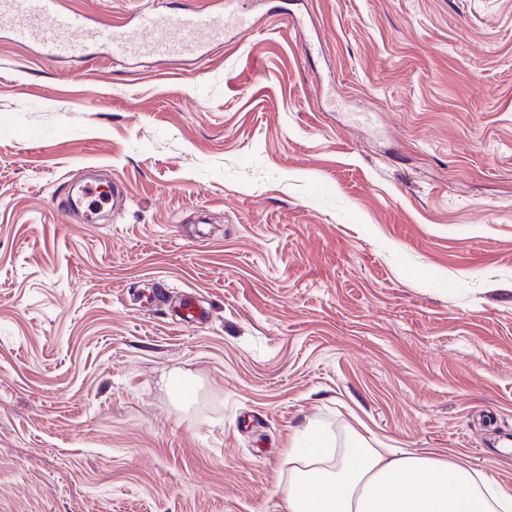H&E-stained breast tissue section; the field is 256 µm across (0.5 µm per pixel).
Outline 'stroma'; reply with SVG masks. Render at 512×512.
Listing matches in <instances>:
<instances>
[{"mask_svg":"<svg viewBox=\"0 0 512 512\" xmlns=\"http://www.w3.org/2000/svg\"><path fill=\"white\" fill-rule=\"evenodd\" d=\"M293 11L119 64L0 34V512H283L318 432L512 489V0Z\"/></svg>","mask_w":512,"mask_h":512,"instance_id":"35a3bbf8","label":"stroma"}]
</instances>
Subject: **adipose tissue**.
Returning a JSON list of instances; mask_svg holds the SVG:
<instances>
[{"label": "adipose tissue", "instance_id": "ef3b65f1", "mask_svg": "<svg viewBox=\"0 0 512 512\" xmlns=\"http://www.w3.org/2000/svg\"><path fill=\"white\" fill-rule=\"evenodd\" d=\"M327 445L289 449L284 512H512V491L466 465L359 444L336 460Z\"/></svg>", "mask_w": 512, "mask_h": 512}]
</instances>
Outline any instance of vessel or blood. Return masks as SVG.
<instances>
[{
  "mask_svg": "<svg viewBox=\"0 0 512 512\" xmlns=\"http://www.w3.org/2000/svg\"><path fill=\"white\" fill-rule=\"evenodd\" d=\"M58 0H0V31L18 42H36L48 54H87L101 47L126 60L208 52L211 44H233V31L255 25L262 0H222L220 12H143L118 25L87 27L83 15L62 11Z\"/></svg>",
  "mask_w": 512,
  "mask_h": 512,
  "instance_id": "1",
  "label": "vessel or blood"
}]
</instances>
